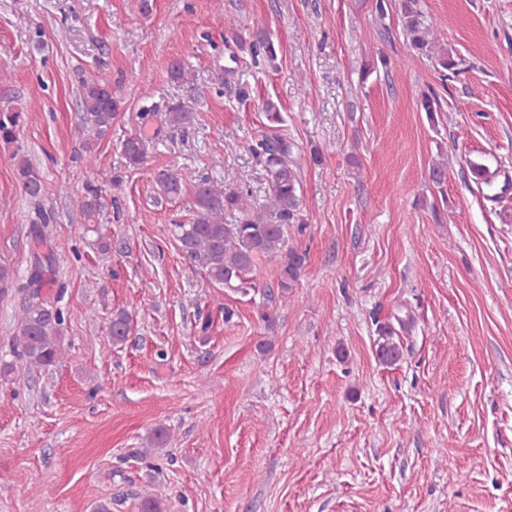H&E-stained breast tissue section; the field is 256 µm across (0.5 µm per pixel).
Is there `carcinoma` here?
Instances as JSON below:
<instances>
[{"label": "carcinoma", "instance_id": "carcinoma-1", "mask_svg": "<svg viewBox=\"0 0 512 512\" xmlns=\"http://www.w3.org/2000/svg\"><path fill=\"white\" fill-rule=\"evenodd\" d=\"M403 36L411 51L430 55L435 48L433 38L435 21L424 15L419 0H398ZM225 32L250 55L273 61L277 57L274 42L258 27L243 36L246 26L236 18L224 21ZM80 122L74 129L79 140L76 153L88 165L95 163L97 148L112 128V121L119 111L121 101L112 95V85L104 78H80ZM23 113L0 112V139L6 143L16 140L17 128ZM191 119V111L183 104L168 107V120L173 125H183ZM125 167L138 170L145 163L146 145L143 138L131 134L122 141ZM252 152L263 163L268 183V193L263 202L251 203L249 196L232 188H219L193 173L175 168L155 172L154 179L161 193L176 199L184 190L193 187L192 221L175 225V236L184 258L201 269L210 281L226 288H245L252 284L257 260L268 258L277 264V288L281 297L288 296L304 267L306 255L288 245L291 228L302 231L303 200L300 177L292 160L293 144L281 134L264 135ZM15 178L29 202L34 205L35 224H52V212L43 207V201L56 188L48 182L28 159L13 156ZM486 189V197L497 200L512 190L508 176L496 184L477 182ZM106 205L102 186L88 182L80 201L85 223H99ZM47 258L33 253L30 283L39 287ZM65 312L43 299L39 292L21 307L17 316V336L20 356L29 365L49 367L58 364L64 354L63 325ZM131 331V317L120 310L112 316L109 328L112 345L127 341ZM378 359L387 365L397 363L401 357L399 332L390 324L378 328L376 342Z\"/></svg>", "mask_w": 512, "mask_h": 512}]
</instances>
